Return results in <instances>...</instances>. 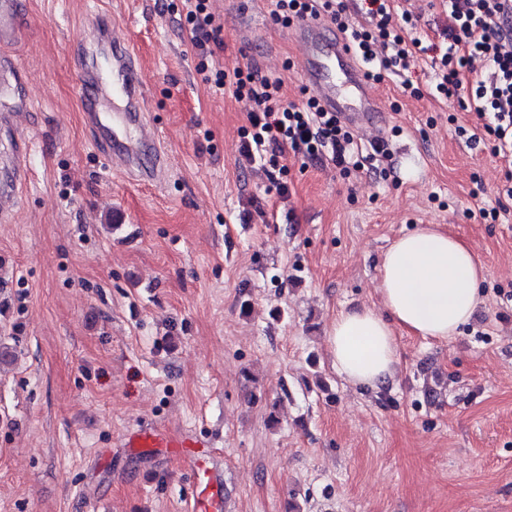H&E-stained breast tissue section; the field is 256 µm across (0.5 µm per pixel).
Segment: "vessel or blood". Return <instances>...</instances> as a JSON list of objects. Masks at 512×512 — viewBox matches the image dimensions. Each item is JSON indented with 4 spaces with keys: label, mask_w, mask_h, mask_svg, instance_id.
<instances>
[{
    "label": "vessel or blood",
    "mask_w": 512,
    "mask_h": 512,
    "mask_svg": "<svg viewBox=\"0 0 512 512\" xmlns=\"http://www.w3.org/2000/svg\"><path fill=\"white\" fill-rule=\"evenodd\" d=\"M23 19L22 0H0V137L8 143L0 156L1 217L22 200L34 147L30 134L17 122L29 110L26 76L9 52ZM90 34L110 46L107 71L86 67L80 74L85 123L93 143L108 162L124 166L136 180L156 182L169 160L158 132L148 122L142 72L131 44L113 36L112 19L104 13L94 18ZM290 35L302 49L303 73L321 106L338 113L349 126L379 127L383 109L349 44L319 21L297 24ZM126 445L149 450L182 448L189 512H223V480L216 469L204 467L193 455L199 445L193 435L186 433L175 441L162 430L146 428L130 434Z\"/></svg>",
    "instance_id": "obj_1"
}]
</instances>
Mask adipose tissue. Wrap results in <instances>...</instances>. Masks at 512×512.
Returning a JSON list of instances; mask_svg holds the SVG:
<instances>
[{
    "mask_svg": "<svg viewBox=\"0 0 512 512\" xmlns=\"http://www.w3.org/2000/svg\"><path fill=\"white\" fill-rule=\"evenodd\" d=\"M380 272V309L341 310L329 330L336 371L356 387L377 388L395 376L397 331L449 340L481 301L483 266L464 240L436 224L394 240Z\"/></svg>",
    "mask_w": 512,
    "mask_h": 512,
    "instance_id": "ef3b65f1",
    "label": "adipose tissue"
}]
</instances>
